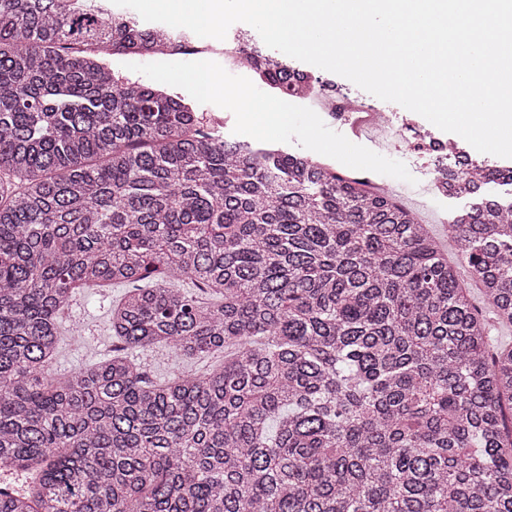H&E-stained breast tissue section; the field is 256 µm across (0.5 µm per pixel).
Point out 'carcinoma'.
Wrapping results in <instances>:
<instances>
[{
  "instance_id": "carcinoma-1",
  "label": "carcinoma",
  "mask_w": 512,
  "mask_h": 512,
  "mask_svg": "<svg viewBox=\"0 0 512 512\" xmlns=\"http://www.w3.org/2000/svg\"><path fill=\"white\" fill-rule=\"evenodd\" d=\"M187 43L0 0V512H512V168L457 160L466 282L395 198L103 62ZM121 283L112 356L52 375L78 291ZM154 347L232 352L156 381Z\"/></svg>"
}]
</instances>
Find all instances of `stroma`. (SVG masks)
Returning a JSON list of instances; mask_svg holds the SVG:
<instances>
[{
    "instance_id": "35a3bbf8",
    "label": "stroma",
    "mask_w": 512,
    "mask_h": 512,
    "mask_svg": "<svg viewBox=\"0 0 512 512\" xmlns=\"http://www.w3.org/2000/svg\"><path fill=\"white\" fill-rule=\"evenodd\" d=\"M106 62L114 70L141 82L165 83L172 91L183 95L204 123L212 126L226 140L255 147L276 146L305 156L315 155L323 149L333 150V167L349 175L366 176L374 185H388L390 194L411 209L419 222L425 224L429 233L440 241L449 260L458 259L459 245L449 237L448 226L465 202L435 196L429 188L425 159L419 153L404 157L390 149L373 152L354 147L346 142L344 129L330 121L317 129H310V113L304 105L282 110L278 130L270 135L248 125L245 111L236 104L224 101L225 93L240 91L251 107H258L273 97L266 84L236 76L228 78L225 84L213 86L211 91L202 92L182 76V67L176 63L159 58L144 62L129 61L115 55L107 56ZM287 64L310 74L315 85L322 87L327 97L346 99L389 113L396 119L408 114L402 106L380 100L340 75L293 58L288 59ZM124 293L123 286L114 285L88 288L77 294L71 311L60 321V341L51 367L53 373L61 374L107 356L113 346L108 325L110 309Z\"/></svg>"
}]
</instances>
